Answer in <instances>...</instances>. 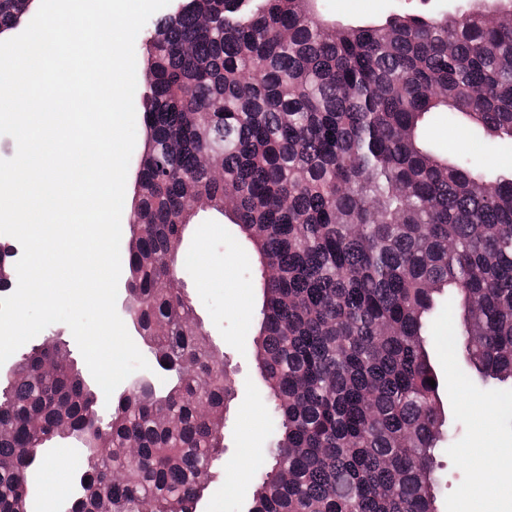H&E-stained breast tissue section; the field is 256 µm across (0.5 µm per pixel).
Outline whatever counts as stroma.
Wrapping results in <instances>:
<instances>
[{
	"label": "stroma",
	"instance_id": "35a3bbf8",
	"mask_svg": "<svg viewBox=\"0 0 512 512\" xmlns=\"http://www.w3.org/2000/svg\"><path fill=\"white\" fill-rule=\"evenodd\" d=\"M448 0H324L323 8L336 21L355 25L376 22L393 13H438ZM427 137L448 156L467 150L471 156L494 154L500 172L512 170V142L489 149L486 143L464 137L449 123L447 113L433 114ZM182 261L189 269L186 290L211 340L224 354L226 368L239 395L226 409L224 456L204 494V512H248L258 477L268 467V413L254 357L259 290L249 268L252 249L237 239L223 215L198 212L187 230ZM433 364L449 389L444 412L452 436L436 452L439 512H455L463 500L465 512H512V389L491 393L477 387L457 369L459 358L450 337L447 310L433 314ZM494 452L495 470L482 489L469 494L472 477L485 452ZM55 461L42 465L46 494L57 500L77 488L74 469L82 457L78 445L59 442Z\"/></svg>",
	"mask_w": 512,
	"mask_h": 512
}]
</instances>
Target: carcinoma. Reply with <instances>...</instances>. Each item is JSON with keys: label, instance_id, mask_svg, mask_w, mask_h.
I'll return each mask as SVG.
<instances>
[{"label": "carcinoma", "instance_id": "obj_1", "mask_svg": "<svg viewBox=\"0 0 512 512\" xmlns=\"http://www.w3.org/2000/svg\"><path fill=\"white\" fill-rule=\"evenodd\" d=\"M30 4L0 0V34ZM145 46L127 280L157 371L101 426L74 367L43 372L62 348L19 360L0 392V512H27L28 475L65 438L83 449V512H193L235 396L182 295L202 197L251 245L263 293L271 463L249 512H437L431 315L457 311L478 382L512 383V175L448 158L422 128L449 112L469 135L512 140V0L360 25L317 0H183ZM12 261L0 244V292Z\"/></svg>", "mask_w": 512, "mask_h": 512}]
</instances>
